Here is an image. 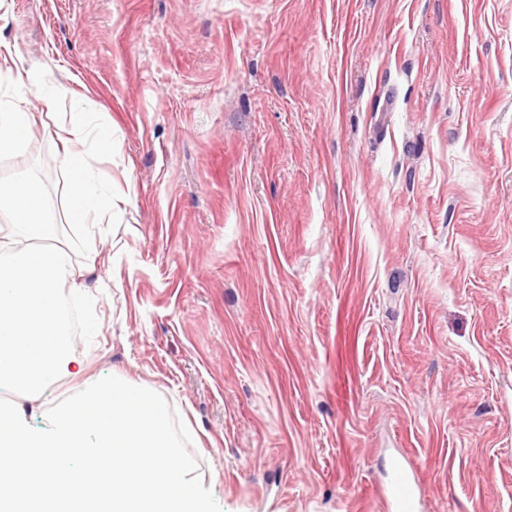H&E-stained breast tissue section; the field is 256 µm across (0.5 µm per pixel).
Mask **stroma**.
I'll return each mask as SVG.
<instances>
[{"label": "stroma", "mask_w": 512, "mask_h": 512, "mask_svg": "<svg viewBox=\"0 0 512 512\" xmlns=\"http://www.w3.org/2000/svg\"><path fill=\"white\" fill-rule=\"evenodd\" d=\"M0 42L81 381L164 397L221 512H382L400 454L423 512H512V0H0ZM78 382L0 396L44 429ZM91 112H71V129L67 136L61 139L63 150L69 156L71 176L69 180V205L74 222L79 224H95V220L105 214L112 220V189L108 188L97 178L93 155L78 150L77 143H82L87 135L94 134L95 138L104 136L112 138V130L100 124H94ZM81 205L77 208L75 202ZM76 209V210H75ZM93 222H90V221Z\"/></svg>", "instance_id": "35a3bbf8"}]
</instances>
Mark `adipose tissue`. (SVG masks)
Here are the masks:
<instances>
[{
	"mask_svg": "<svg viewBox=\"0 0 512 512\" xmlns=\"http://www.w3.org/2000/svg\"><path fill=\"white\" fill-rule=\"evenodd\" d=\"M61 145L69 156V199L76 223L112 211V190L99 181L93 155L79 150L87 135L111 137L91 113L76 111ZM36 125L20 102L0 99V157L13 154ZM0 386L37 396L72 368L71 343L58 304L60 283L69 279V254L53 245L55 234L41 181L19 171L0 183Z\"/></svg>",
	"mask_w": 512,
	"mask_h": 512,
	"instance_id": "ef3b65f1",
	"label": "adipose tissue"
}]
</instances>
